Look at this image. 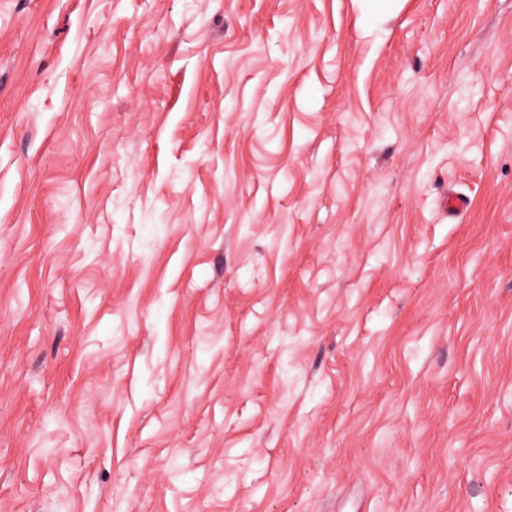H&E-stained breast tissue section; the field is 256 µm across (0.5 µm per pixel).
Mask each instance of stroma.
I'll return each mask as SVG.
<instances>
[{
	"label": "stroma",
	"mask_w": 512,
	"mask_h": 512,
	"mask_svg": "<svg viewBox=\"0 0 512 512\" xmlns=\"http://www.w3.org/2000/svg\"><path fill=\"white\" fill-rule=\"evenodd\" d=\"M0 512H512V0H0Z\"/></svg>",
	"instance_id": "obj_1"
}]
</instances>
